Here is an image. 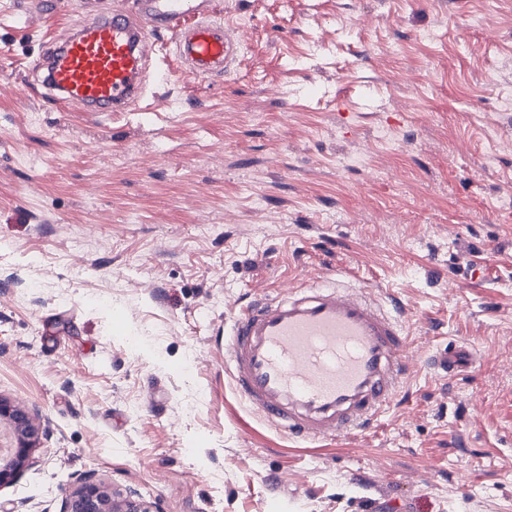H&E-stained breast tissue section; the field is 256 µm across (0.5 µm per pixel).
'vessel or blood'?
<instances>
[{"instance_id":"vessel-or-blood-1","label":"vessel or blood","mask_w":512,"mask_h":512,"mask_svg":"<svg viewBox=\"0 0 512 512\" xmlns=\"http://www.w3.org/2000/svg\"><path fill=\"white\" fill-rule=\"evenodd\" d=\"M210 8L209 0H133L85 20L48 47L29 88L61 112L126 109L147 90L146 46L165 32L190 73L224 75L238 43ZM225 342L233 387L249 410L301 440L347 436L371 425L409 373L400 316L336 281L247 305ZM430 361L451 375L471 368L477 353L453 341Z\"/></svg>"}]
</instances>
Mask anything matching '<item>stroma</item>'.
Instances as JSON below:
<instances>
[{
  "label": "stroma",
  "instance_id": "obj_1",
  "mask_svg": "<svg viewBox=\"0 0 512 512\" xmlns=\"http://www.w3.org/2000/svg\"><path fill=\"white\" fill-rule=\"evenodd\" d=\"M213 2L224 77L162 57L97 113L27 77L117 0H0V396L42 427L0 512L90 474L153 512H512V0ZM333 279L400 315L413 370L312 444L247 408L225 334ZM451 340L479 360L436 374Z\"/></svg>",
  "mask_w": 512,
  "mask_h": 512
}]
</instances>
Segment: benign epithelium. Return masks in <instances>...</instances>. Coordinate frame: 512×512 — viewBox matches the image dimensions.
<instances>
[{"label": "benign epithelium", "instance_id": "obj_1", "mask_svg": "<svg viewBox=\"0 0 512 512\" xmlns=\"http://www.w3.org/2000/svg\"><path fill=\"white\" fill-rule=\"evenodd\" d=\"M0 421L12 428L13 440L8 457L0 458V488L13 484L22 471L33 464L38 429L29 411L0 397ZM61 512H150L131 497L117 496L112 486L87 477L66 494Z\"/></svg>", "mask_w": 512, "mask_h": 512}]
</instances>
